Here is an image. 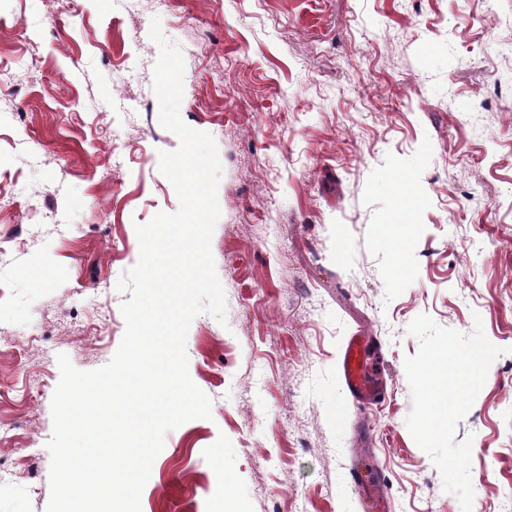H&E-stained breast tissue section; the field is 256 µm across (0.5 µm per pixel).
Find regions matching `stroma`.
Segmentation results:
<instances>
[{
	"label": "stroma",
	"instance_id": "1",
	"mask_svg": "<svg viewBox=\"0 0 512 512\" xmlns=\"http://www.w3.org/2000/svg\"><path fill=\"white\" fill-rule=\"evenodd\" d=\"M155 17L182 50L180 116L219 151L225 318L189 327L211 416L166 433L141 512H218L227 495L241 512H363L361 458L391 512H461L406 426L423 313L466 336L482 321L505 350L456 438L472 441V512H506L512 0H0V512H46L57 356L111 360L136 228L179 207L159 170L179 140L159 121ZM398 176L421 202H401ZM397 217L405 274L384 236ZM360 330L387 384L361 413L338 368Z\"/></svg>",
	"mask_w": 512,
	"mask_h": 512
}]
</instances>
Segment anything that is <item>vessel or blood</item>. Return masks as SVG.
<instances>
[{
  "instance_id": "vessel-or-blood-1",
  "label": "vessel or blood",
  "mask_w": 512,
  "mask_h": 512,
  "mask_svg": "<svg viewBox=\"0 0 512 512\" xmlns=\"http://www.w3.org/2000/svg\"><path fill=\"white\" fill-rule=\"evenodd\" d=\"M379 349L377 337L361 334L349 336L341 349L340 374L357 408L376 404L383 396V382L375 369ZM350 478L369 512H388L389 502L383 478H369L356 468L351 469Z\"/></svg>"
}]
</instances>
